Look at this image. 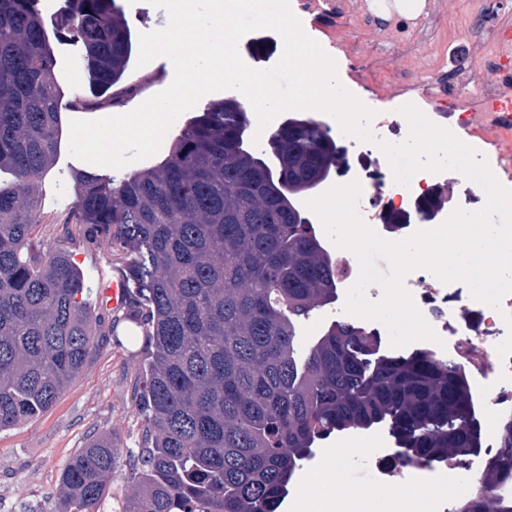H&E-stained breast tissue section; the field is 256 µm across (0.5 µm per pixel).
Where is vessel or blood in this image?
Here are the masks:
<instances>
[{
	"mask_svg": "<svg viewBox=\"0 0 512 512\" xmlns=\"http://www.w3.org/2000/svg\"><path fill=\"white\" fill-rule=\"evenodd\" d=\"M496 40L504 52L493 74L479 73L475 80L479 83L496 80L500 86L497 93L485 97L480 102V110L475 125L482 141L490 146L499 144L500 140L512 134V24L498 27ZM130 284L126 277L113 279L107 295L113 312L127 311Z\"/></svg>",
	"mask_w": 512,
	"mask_h": 512,
	"instance_id": "vessel-or-blood-1",
	"label": "vessel or blood"
}]
</instances>
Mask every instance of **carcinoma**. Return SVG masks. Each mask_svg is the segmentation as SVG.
I'll return each instance as SVG.
<instances>
[{
	"mask_svg": "<svg viewBox=\"0 0 512 512\" xmlns=\"http://www.w3.org/2000/svg\"><path fill=\"white\" fill-rule=\"evenodd\" d=\"M61 30L83 44L93 82L119 86L133 53L117 0H72ZM90 12H85V9ZM49 35L37 0H0V170L20 187L41 178L61 117ZM245 112L210 105L182 129L165 162L116 183L78 174L80 231L134 254L150 326L138 405L148 447L123 512H276L316 442L382 424L394 463L460 464L480 448L466 361L429 348L380 356L381 338L330 324L299 353L298 329L335 302L336 259L303 212L269 188L237 143ZM284 175L302 186L337 166L336 142L311 122L276 130ZM35 200L0 191V430L51 408L93 349L105 320L83 299L69 254L41 251ZM118 460L91 439L63 469L59 512H97ZM512 416L452 512H512Z\"/></svg>",
	"mask_w": 512,
	"mask_h": 512,
	"instance_id": "cac0c4a2",
	"label": "carcinoma"
}]
</instances>
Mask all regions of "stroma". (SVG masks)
Masks as SVG:
<instances>
[{
	"mask_svg": "<svg viewBox=\"0 0 512 512\" xmlns=\"http://www.w3.org/2000/svg\"><path fill=\"white\" fill-rule=\"evenodd\" d=\"M424 8L409 16L393 13L386 0H306L297 10L305 32L315 39L337 65L342 85L375 112H394L414 104L434 124L462 131L465 113L475 111L487 90L470 80L471 73L493 69L497 48L493 30L512 18V0H424ZM123 21L133 36L163 28L168 15L150 0H119ZM55 72L61 97L74 94L94 100L81 113L62 111L63 125L81 118L95 120L125 114L165 90L173 81L174 67L168 58H156L145 66L130 65L124 81L133 83L157 71L154 89H139L130 100L113 104L111 92L93 87L82 43L72 36L52 41ZM283 41L270 29L256 30L252 41L237 44L244 59H256L260 68L273 67L283 54ZM446 89V96L427 93L431 82ZM185 117L167 131L159 151L151 157L116 169L83 163L81 170L117 180L159 165L179 134ZM68 138H61L56 156L41 179L27 184L23 196L38 200L39 238L54 248L63 222L73 220L78 200L76 172ZM431 215L461 208L482 209L486 193L460 172L447 171L429 195ZM86 288L85 299L96 313L111 316L103 295L116 269L130 268L129 254L105 245L89 243L75 235L66 244ZM470 295L468 286L451 282L448 302L427 306L426 321H447L448 335L441 357H457L460 341L478 322L480 312L471 309L460 316L457 307ZM147 354L145 337L131 345H116L112 333L95 340V349L56 403L39 417L0 431V512H57L59 476L71 457L91 437L111 435L120 450L117 468L99 512H121L134 491L131 465L146 446V424L137 406V383ZM500 363L491 359L469 366L471 392L477 406L481 448L456 465L448 477L449 491L440 498L453 508V487L474 481L485 469L497 446L494 432L505 411H512V385L501 400H493L488 385L497 382ZM386 428H353L317 442L288 486L278 512H321L323 495L358 486L368 487L372 512H418L429 496V486L403 480L398 490L384 489L374 451L394 448Z\"/></svg>",
	"mask_w": 512,
	"mask_h": 512,
	"instance_id": "1",
	"label": "stroma"
}]
</instances>
